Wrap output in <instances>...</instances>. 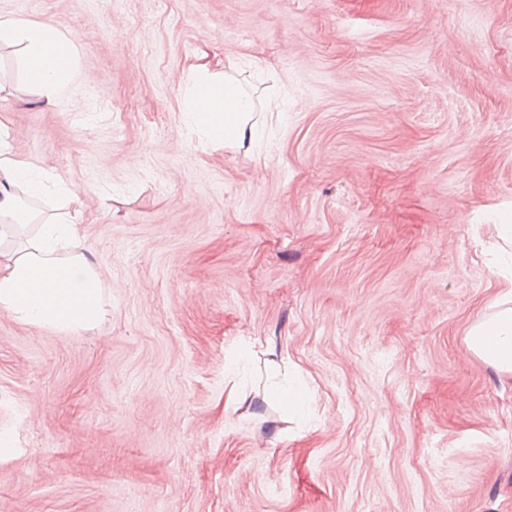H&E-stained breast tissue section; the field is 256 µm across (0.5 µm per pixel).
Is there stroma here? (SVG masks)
Listing matches in <instances>:
<instances>
[{
	"mask_svg": "<svg viewBox=\"0 0 512 512\" xmlns=\"http://www.w3.org/2000/svg\"><path fill=\"white\" fill-rule=\"evenodd\" d=\"M79 50L0 138L78 195L88 330L0 310V512H512V0H0ZM233 65L261 128L184 115ZM302 380L305 414L266 401ZM501 293L497 309L475 325L468 336L470 349L500 372L512 374V278Z\"/></svg>",
	"mask_w": 512,
	"mask_h": 512,
	"instance_id": "stroma-1",
	"label": "stroma"
}]
</instances>
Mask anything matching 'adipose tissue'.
<instances>
[{
	"label": "adipose tissue",
	"instance_id": "obj_1",
	"mask_svg": "<svg viewBox=\"0 0 512 512\" xmlns=\"http://www.w3.org/2000/svg\"><path fill=\"white\" fill-rule=\"evenodd\" d=\"M0 40L18 46L30 84L47 96L66 92L77 76L78 48L49 23L21 18L0 19ZM190 97L185 110L192 123L210 136L227 142L252 140L257 128L253 103L232 78L214 81L206 63L187 74ZM44 177L38 167L0 148V217H16L17 186L39 194ZM79 209L63 223L45 222L35 238L0 252V308L23 322L77 332L92 328L100 314L102 288L75 226ZM470 349L500 372L512 374V285L502 292L496 310L475 325L468 336Z\"/></svg>",
	"mask_w": 512,
	"mask_h": 512
}]
</instances>
